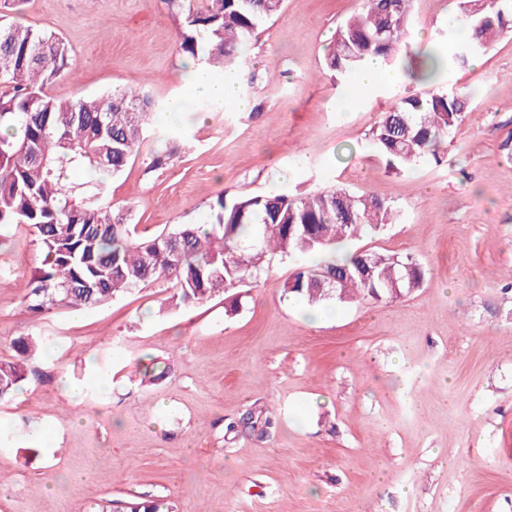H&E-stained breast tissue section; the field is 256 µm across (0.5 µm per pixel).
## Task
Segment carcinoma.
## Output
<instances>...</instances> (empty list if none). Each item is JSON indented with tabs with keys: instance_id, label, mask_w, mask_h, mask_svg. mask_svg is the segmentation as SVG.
<instances>
[{
	"instance_id": "cac0c4a2",
	"label": "carcinoma",
	"mask_w": 512,
	"mask_h": 512,
	"mask_svg": "<svg viewBox=\"0 0 512 512\" xmlns=\"http://www.w3.org/2000/svg\"><path fill=\"white\" fill-rule=\"evenodd\" d=\"M413 0H363L361 11L336 28L325 68L351 85L359 62L374 56L430 84L448 69V58L464 64L512 31V0H462L457 27L463 37L440 47L408 49ZM182 19L179 51L224 70L251 75L249 40L260 23L279 13L283 0H166ZM66 43L53 34L0 16V228L26 224L42 249L38 275L25 286V304L36 314L59 306L93 308L132 290L168 280L171 303L185 308L233 288L255 284L270 271L267 256L298 262L284 293L298 303L350 300L381 303L393 298L407 256L354 253L310 270L306 260L336 253L343 243L372 234L395 220L392 203L366 193L330 187L314 194L216 197L208 224L138 233L128 215L101 200L100 174L121 175L140 142L155 131L165 104L145 90L107 96L59 98L44 89L70 67ZM471 104L462 89L400 96L383 113L368 140L398 172L428 158L440 159L450 131ZM163 148L152 153L146 173L166 169L184 143L179 125L161 132ZM373 280L358 273L363 261ZM339 278L341 295L325 286ZM43 343L21 336L18 358L0 361V401L11 399L27 380L25 361ZM123 512H173L159 498L127 503Z\"/></svg>"
}]
</instances>
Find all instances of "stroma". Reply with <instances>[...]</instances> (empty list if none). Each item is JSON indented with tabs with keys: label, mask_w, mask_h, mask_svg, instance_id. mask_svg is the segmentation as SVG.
Wrapping results in <instances>:
<instances>
[{
	"label": "stroma",
	"mask_w": 512,
	"mask_h": 512,
	"mask_svg": "<svg viewBox=\"0 0 512 512\" xmlns=\"http://www.w3.org/2000/svg\"><path fill=\"white\" fill-rule=\"evenodd\" d=\"M459 2L413 0L409 42L433 44ZM361 6L284 0L249 45V108L199 102L181 116L173 163L145 173L148 137L102 200L159 231L207 223L220 193L367 192L398 219L348 252L413 256L423 287L312 323L283 293L294 261L277 258L258 287L191 308H167L175 288L160 280L78 320L70 308L36 317L22 287L41 252L28 226L0 229V360L20 335L52 340L0 402V512H115L157 496L174 512H512V32L443 74L440 86L473 90L472 105L442 163L399 173L368 133L424 84L383 85L346 109L324 68ZM17 20L71 50L49 95L184 92L165 0H27ZM247 415L271 420L267 434L241 428Z\"/></svg>",
	"instance_id": "1"
}]
</instances>
